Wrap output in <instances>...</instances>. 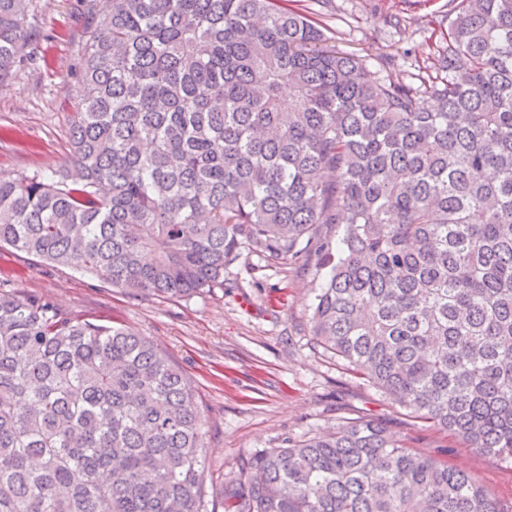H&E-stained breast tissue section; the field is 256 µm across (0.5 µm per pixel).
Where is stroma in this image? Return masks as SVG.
<instances>
[{"label":"stroma","mask_w":512,"mask_h":512,"mask_svg":"<svg viewBox=\"0 0 512 512\" xmlns=\"http://www.w3.org/2000/svg\"><path fill=\"white\" fill-rule=\"evenodd\" d=\"M290 6L325 25L340 50L390 54L422 67L440 40L434 18L447 11L448 0H331L327 9L291 0ZM86 12L87 0H38L41 35L31 45L33 60L0 88L1 175L51 176L70 168L69 133L84 98ZM391 13L406 18L396 34L384 24ZM329 232L322 227L308 253L290 264L240 252L225 266L223 286L178 301L132 298L91 274L9 247H0V289L44 297L83 320L127 327L170 354L203 414L206 495L214 512H224L225 481L256 452L357 417L385 421L409 446L447 458L511 504L512 460L484 456L407 417L393 398L315 346L309 304L321 284L319 247Z\"/></svg>","instance_id":"35a3bbf8"}]
</instances>
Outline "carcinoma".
Segmentation results:
<instances>
[{
  "mask_svg": "<svg viewBox=\"0 0 512 512\" xmlns=\"http://www.w3.org/2000/svg\"><path fill=\"white\" fill-rule=\"evenodd\" d=\"M282 2L93 0L73 166L0 176V245L178 300L343 224L315 343L512 460V0H449L430 65L381 54L376 81ZM37 33L36 0H0V87ZM203 426L149 338L0 290V512H207ZM224 512L509 510L363 418L256 453Z\"/></svg>",
  "mask_w": 512,
  "mask_h": 512,
  "instance_id": "cac0c4a2",
  "label": "carcinoma"
}]
</instances>
